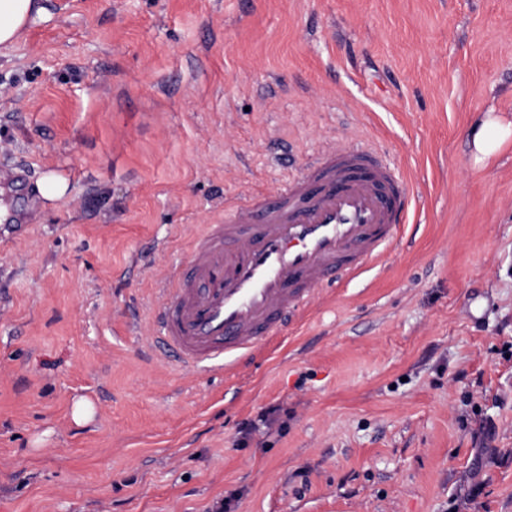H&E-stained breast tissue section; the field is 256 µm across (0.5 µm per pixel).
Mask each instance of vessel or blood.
Returning a JSON list of instances; mask_svg holds the SVG:
<instances>
[{"label":"vessel or blood","mask_w":512,"mask_h":512,"mask_svg":"<svg viewBox=\"0 0 512 512\" xmlns=\"http://www.w3.org/2000/svg\"><path fill=\"white\" fill-rule=\"evenodd\" d=\"M407 191L377 151L332 148L284 187L225 208L160 288L151 343L193 372L249 361L319 289L394 244Z\"/></svg>","instance_id":"b4317fda"}]
</instances>
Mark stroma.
<instances>
[{"label": "stroma", "instance_id": "obj_1", "mask_svg": "<svg viewBox=\"0 0 512 512\" xmlns=\"http://www.w3.org/2000/svg\"><path fill=\"white\" fill-rule=\"evenodd\" d=\"M44 4L0 52V512H512V141L469 138L512 0ZM334 146L409 185L394 248L251 364L150 349L219 202Z\"/></svg>", "mask_w": 512, "mask_h": 512}]
</instances>
